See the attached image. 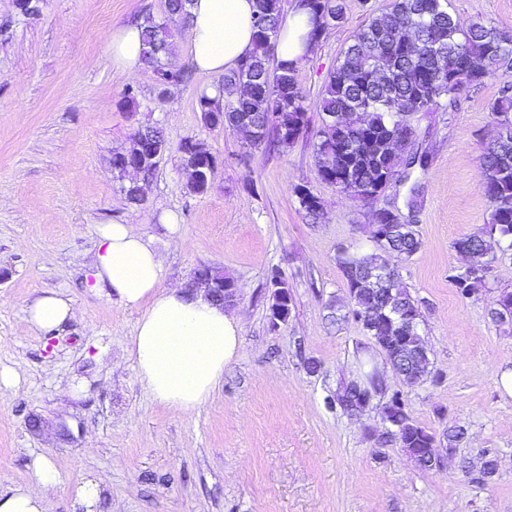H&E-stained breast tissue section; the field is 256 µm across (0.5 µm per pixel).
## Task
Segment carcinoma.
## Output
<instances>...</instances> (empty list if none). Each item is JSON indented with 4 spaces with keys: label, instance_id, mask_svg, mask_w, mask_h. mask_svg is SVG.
<instances>
[{
    "label": "carcinoma",
    "instance_id": "1",
    "mask_svg": "<svg viewBox=\"0 0 512 512\" xmlns=\"http://www.w3.org/2000/svg\"><path fill=\"white\" fill-rule=\"evenodd\" d=\"M191 0H167V19L157 22L148 17L140 23L146 49L144 62L152 68L155 80L171 72L163 59L171 54L173 23H187ZM310 9V40L319 42L322 30L340 25L345 19L341 0H306ZM283 19L282 0H256L254 17L255 50L238 67L221 77L219 95L198 96L204 123L214 127L212 115H222L223 124L247 125L254 133L252 144L293 145L308 128L305 95L297 80L298 63L284 65L275 54ZM407 31L421 46L414 55L403 53L399 40ZM440 39L432 52L422 46ZM512 71V34L480 22L464 25L449 10V0H392L389 11L372 17L356 32L353 42L341 53L322 90L317 109L321 124L314 144L321 181L360 200L374 201L385 190L382 177L399 176L407 180L410 171L428 168L429 157L413 152L407 158L401 152L382 145L389 136L406 142L413 136L408 117L442 105L457 106L460 92L476 86L489 76ZM498 123L512 125V81L504 83L500 96L492 104ZM169 146L164 130L152 124L140 125L132 134L130 150L140 149L154 155ZM182 166L196 167L206 179L189 184V191L200 195L211 186L215 156L196 140L185 139L179 146ZM482 193L490 207L486 233L509 242L512 247V135H497L487 144L483 155ZM300 208L313 221L321 219L319 197L307 186L295 188ZM456 245L467 250L470 273L449 275L463 295L474 291L475 284L486 279L485 240L478 236L459 239ZM422 248L414 225L386 236L371 253L343 252L337 257L351 297L349 313L361 324L373 345L382 351L392 369L407 384H420L432 377L428 355L412 352L399 343L402 326L386 318L392 308H409L422 316V302L398 284L377 288H359L360 278L387 267V256L410 259ZM274 288L268 307V320L276 327L278 311L288 312L291 303L288 282L273 274ZM364 371L359 388L344 385L336 396V406L352 412L359 393L370 395L386 390L384 378L375 371L368 353L360 358ZM389 424L382 442H395L406 450L423 470L443 462L437 454V439L430 428L414 421L400 393L395 392L384 407Z\"/></svg>",
    "mask_w": 512,
    "mask_h": 512
}]
</instances>
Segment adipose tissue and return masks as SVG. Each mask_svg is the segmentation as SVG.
I'll use <instances>...</instances> for the list:
<instances>
[{"label":"adipose tissue","mask_w":512,"mask_h":512,"mask_svg":"<svg viewBox=\"0 0 512 512\" xmlns=\"http://www.w3.org/2000/svg\"><path fill=\"white\" fill-rule=\"evenodd\" d=\"M255 0H192L186 51L194 66L222 75L254 49ZM308 11L294 6L278 37L277 57L288 62L307 49ZM113 65L132 76L143 65L141 28L112 34ZM165 261L146 235L129 224L98 229L95 285L124 306L141 310L128 345L141 385L152 398L184 414L194 413L218 389L224 368L239 350L241 319L208 300L204 291L163 287ZM30 324L52 331L75 316L71 301L49 291L27 310ZM52 462L36 458L25 485L0 494V512H45V492L55 485Z\"/></svg>","instance_id":"obj_1"}]
</instances>
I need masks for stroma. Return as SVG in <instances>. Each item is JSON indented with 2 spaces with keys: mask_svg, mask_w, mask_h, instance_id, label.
<instances>
[{
  "mask_svg": "<svg viewBox=\"0 0 512 512\" xmlns=\"http://www.w3.org/2000/svg\"><path fill=\"white\" fill-rule=\"evenodd\" d=\"M390 2L343 0L344 23L297 72L309 129L273 150L204 124L197 100L218 78L190 63L183 33L170 63L187 79L167 95L151 68L129 77L113 66V30L147 15L164 19L166 0H40L33 18L16 0H0V373L19 377L0 384L1 494L25 484L44 456L59 475L45 512H512V395L500 382L512 370V325L491 317L498 296L512 293V251L491 240L492 272L469 296L449 278L465 263L456 241L489 222L479 184L502 78L462 91L455 110L411 117L412 147L430 155L415 206L404 184L365 203L318 176L313 142L325 81L359 25ZM451 4L464 22L512 33V0ZM145 123L165 129L169 148L143 202L132 204L111 158ZM186 138L217 159L207 194L187 188L178 152ZM301 185L322 200L318 222L299 207ZM382 207L413 224L423 243L394 266L401 286L425 303L420 334L439 379L407 386L379 350L371 356L414 420L439 434L454 423L466 430L454 461L429 471L381 443L385 397L356 415L328 405L359 377L356 349L369 342L354 320L329 319L350 308L336 256L375 250L372 217ZM167 213L177 237L162 223ZM113 222L135 225L164 253L165 285L187 282L201 266L237 283L229 309L242 319L238 355L193 414L142 387L127 353L141 312L94 286L97 227ZM276 272L292 312L274 330L267 307ZM48 291L72 299L78 315L44 332L26 310ZM486 450L498 472L482 485L472 474ZM88 481L97 489L90 511L77 498Z\"/></svg>",
  "mask_w": 512,
  "mask_h": 512,
  "instance_id": "obj_1",
  "label": "stroma"
}]
</instances>
